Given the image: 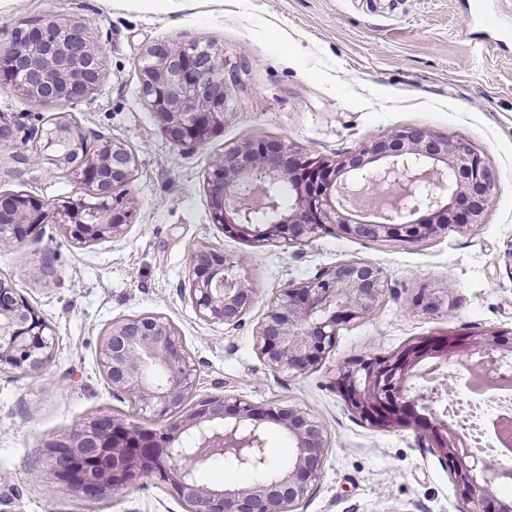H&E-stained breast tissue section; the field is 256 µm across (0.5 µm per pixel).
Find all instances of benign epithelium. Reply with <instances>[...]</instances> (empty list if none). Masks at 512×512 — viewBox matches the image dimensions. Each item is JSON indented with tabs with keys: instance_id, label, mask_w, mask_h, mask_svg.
<instances>
[{
	"instance_id": "7a95c632",
	"label": "benign epithelium",
	"mask_w": 512,
	"mask_h": 512,
	"mask_svg": "<svg viewBox=\"0 0 512 512\" xmlns=\"http://www.w3.org/2000/svg\"><path fill=\"white\" fill-rule=\"evenodd\" d=\"M58 30L45 38L38 27L0 50V86L35 106L77 102L101 81L99 47L86 25L50 19ZM242 55L229 63L223 52L157 43L139 65L145 105L174 146L203 145L221 127L240 73ZM18 126L0 114V150L18 139ZM86 133L61 116L42 132L32 154L8 156L22 176L45 163L66 168L74 182L95 189L97 202L68 198L51 204L32 195L0 193V250L8 251L58 221L77 244L115 238L129 212L113 192L133 177L136 156L127 145L100 137L94 154L82 153ZM496 175L467 142L421 127H403L371 139L335 161L313 158L280 140L243 142L212 164L207 183L212 222L224 233L254 244L305 247L329 232L376 242L422 241L453 224L482 223L493 204ZM289 192L288 206L275 192ZM265 202L266 219L253 218L252 203ZM189 294L206 321L237 324L255 302L256 292L232 256L206 244L191 251ZM385 295L383 270L367 259L325 268L304 281H290L270 301L255 329V347L274 371L303 375L317 367L336 343L340 328L372 316ZM439 291L424 294L416 307L437 313ZM55 349L54 329L43 313L12 285L0 280V371L22 373L47 365ZM457 355L469 371L493 372L512 362V331L486 329L456 336H428L395 352L361 355L345 362L333 386L353 412L381 430L412 426L431 441L471 512H506L497 489L512 477L505 461L477 456L434 407L433 392L414 391L416 368L436 359L435 368ZM100 366L112 391L144 416L166 419L147 429L112 415H99L71 430L54 445L60 482L94 501L154 475L170 484L187 512H294L323 470L327 439L322 425L295 407L259 406L226 396L189 405L196 366L178 328L152 314L112 322L99 340ZM280 425L295 453L288 470L246 486L225 488L199 482L207 464L203 449L230 453L238 467L269 468L261 423Z\"/></svg>"
}]
</instances>
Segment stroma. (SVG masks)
<instances>
[{
  "label": "stroma",
  "mask_w": 512,
  "mask_h": 512,
  "mask_svg": "<svg viewBox=\"0 0 512 512\" xmlns=\"http://www.w3.org/2000/svg\"><path fill=\"white\" fill-rule=\"evenodd\" d=\"M51 18L86 24L102 51L98 90L36 107L0 89V113L24 132L67 116L87 135L124 142L137 166L119 190L130 212L120 237L79 246L63 225L47 224L0 252V279L44 313L56 336L42 371L0 372V512H185L156 477L86 501L53 468V446L72 429L101 414L136 420L105 381L98 346L110 323L140 314L179 329L197 368L193 400L296 406L320 422L323 472L296 512H469L428 440L408 426H371L348 409L332 376L350 357L423 337L512 330V0H0V48L14 30ZM155 42L212 43L251 62L222 128L202 146L170 144L142 101L138 66ZM407 126L466 141L484 157L496 182L482 224L416 243L328 234L298 250L253 246L211 220V164L236 145L277 139L336 160ZM1 192L52 203L88 194L61 169L29 179L3 166ZM199 244L239 257L250 273L257 301L237 325L204 321L192 304L190 251ZM45 250L56 254L51 277L39 272ZM351 259L384 272L376 312L341 329L308 373L271 370L254 338L267 302L288 281ZM422 289L447 292V308L416 309L411 299Z\"/></svg>",
  "instance_id": "1"
}]
</instances>
